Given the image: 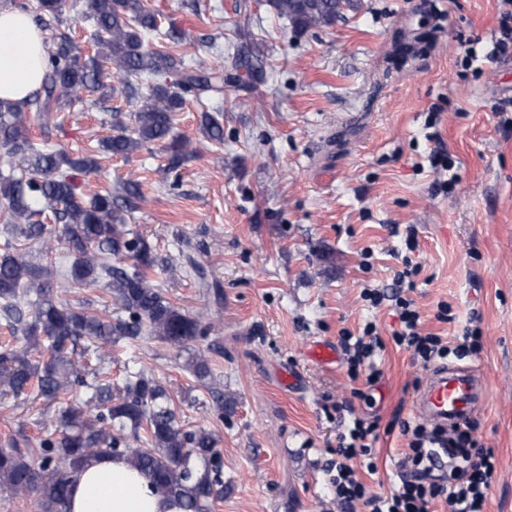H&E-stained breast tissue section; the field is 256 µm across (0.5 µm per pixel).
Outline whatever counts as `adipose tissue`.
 Here are the masks:
<instances>
[{
	"label": "adipose tissue",
	"instance_id": "adipose-tissue-1",
	"mask_svg": "<svg viewBox=\"0 0 512 512\" xmlns=\"http://www.w3.org/2000/svg\"><path fill=\"white\" fill-rule=\"evenodd\" d=\"M46 50L40 28L24 10L0 4V99L18 105L41 85ZM69 512H180L173 500L122 457L86 464L75 479Z\"/></svg>",
	"mask_w": 512,
	"mask_h": 512
}]
</instances>
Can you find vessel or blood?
Listing matches in <instances>:
<instances>
[{
  "label": "vessel or blood",
  "instance_id": "vessel-or-blood-1",
  "mask_svg": "<svg viewBox=\"0 0 512 512\" xmlns=\"http://www.w3.org/2000/svg\"><path fill=\"white\" fill-rule=\"evenodd\" d=\"M486 390L485 380L473 368L443 363L431 370L413 400V408L426 423L450 428L472 417Z\"/></svg>",
  "mask_w": 512,
  "mask_h": 512
}]
</instances>
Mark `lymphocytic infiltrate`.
<instances>
[{"instance_id":"lymphocytic-infiltrate-1","label":"lymphocytic infiltrate","mask_w":512,"mask_h":512,"mask_svg":"<svg viewBox=\"0 0 512 512\" xmlns=\"http://www.w3.org/2000/svg\"><path fill=\"white\" fill-rule=\"evenodd\" d=\"M403 264L396 275L395 293L387 295L375 288L361 293L371 309L387 301L392 303L399 320L398 328L391 333L393 344L426 365L451 356L462 359L478 355L483 349V336L477 326L465 328L452 342L424 332L421 314L411 297L421 267L409 257ZM342 342L349 354L350 380L363 377L376 382L382 371L374 356L385 347L376 323L366 322L357 334L344 332ZM399 427L408 446L398 461L399 484L386 495L371 493L352 464L359 458L367 472L375 471L378 421L354 419L347 434L340 436L330 483L345 512H352L357 505L364 512H433L438 505L447 512H486L488 493L498 478L497 458L493 449L472 440L470 424L448 431L403 420Z\"/></svg>"}]
</instances>
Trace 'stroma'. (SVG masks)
I'll list each match as a JSON object with an SVG mask.
<instances>
[{
  "mask_svg": "<svg viewBox=\"0 0 512 512\" xmlns=\"http://www.w3.org/2000/svg\"><path fill=\"white\" fill-rule=\"evenodd\" d=\"M146 5L180 33L172 51L185 61L206 58L208 40L234 56L242 26L262 39L264 58L255 79L211 105L223 142L202 138L200 109L177 113L195 153L176 181L162 145L128 159L98 153L113 124L133 123L121 95L26 115L32 139L97 153L100 172L79 178L85 192L140 182L144 199L126 220L161 261L155 284L182 311L214 317L207 337L184 349L152 336L106 347L112 379L145 373L168 389L181 423L216 435L230 490L211 512H337L331 450L354 414L380 419L378 469L364 480L388 493L407 442L387 426L396 415L414 419L429 370L390 343L399 325L391 305L368 309L360 293L392 286L412 233L422 267L412 297L425 331L450 337L479 318L483 350L469 363L488 394L471 435L498 461L487 512H512V51L472 72L457 41L479 37L485 52L499 0H362L315 32L296 31L267 0ZM437 149L454 163L450 194L435 189L428 156ZM441 301L456 322L435 320ZM369 320L388 340L379 384L350 382L345 356L309 358L314 344L340 346L343 330ZM196 354L211 367L202 381L187 369ZM218 392L231 404L222 414ZM87 399L68 391L48 409L2 395L0 438L55 432L60 408Z\"/></svg>",
  "mask_w": 512,
  "mask_h": 512,
  "instance_id": "35a3bbf8",
  "label": "stroma"
}]
</instances>
